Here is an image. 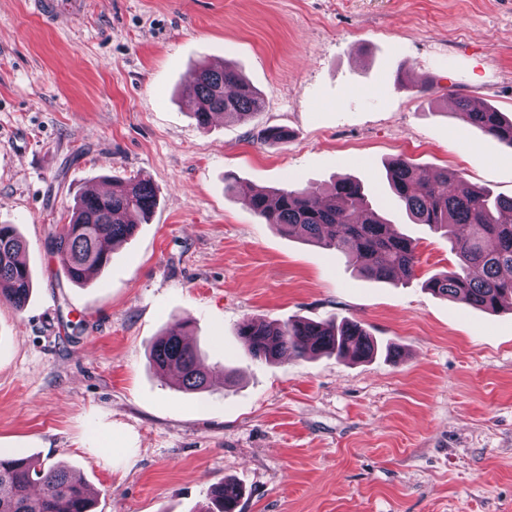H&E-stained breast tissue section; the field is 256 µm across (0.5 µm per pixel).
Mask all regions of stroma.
<instances>
[{
    "label": "stroma",
    "instance_id": "stroma-1",
    "mask_svg": "<svg viewBox=\"0 0 512 512\" xmlns=\"http://www.w3.org/2000/svg\"><path fill=\"white\" fill-rule=\"evenodd\" d=\"M221 62L265 107L203 128L191 76ZM459 94L512 114V0H83L59 22L0 0V224L33 277L24 308L0 301V455L66 465L94 512H203L227 478L240 512H512V311L428 290L457 258L388 189L403 158L512 196V149ZM271 126L287 142L257 141ZM344 176L417 241L413 278L366 279L240 194ZM139 178L149 220L70 283L49 243L76 197ZM297 318L381 351L266 362L237 335ZM182 321L200 394L149 360Z\"/></svg>",
    "mask_w": 512,
    "mask_h": 512
}]
</instances>
